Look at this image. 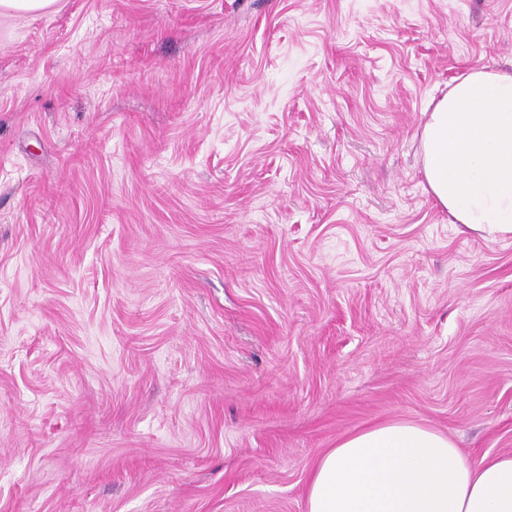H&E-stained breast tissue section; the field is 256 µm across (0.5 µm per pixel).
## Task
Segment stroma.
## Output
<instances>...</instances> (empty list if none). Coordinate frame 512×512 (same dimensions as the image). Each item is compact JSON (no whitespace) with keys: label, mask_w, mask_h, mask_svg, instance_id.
<instances>
[{"label":"stroma","mask_w":512,"mask_h":512,"mask_svg":"<svg viewBox=\"0 0 512 512\" xmlns=\"http://www.w3.org/2000/svg\"><path fill=\"white\" fill-rule=\"evenodd\" d=\"M512 0L0 17V512H307L404 419L512 450V240L419 171Z\"/></svg>","instance_id":"stroma-1"}]
</instances>
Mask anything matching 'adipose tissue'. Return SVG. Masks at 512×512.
Listing matches in <instances>:
<instances>
[{"label":"adipose tissue","mask_w":512,"mask_h":512,"mask_svg":"<svg viewBox=\"0 0 512 512\" xmlns=\"http://www.w3.org/2000/svg\"><path fill=\"white\" fill-rule=\"evenodd\" d=\"M419 138L427 190L457 230L512 239V73L456 78ZM306 502L307 512H512V452L471 462L427 426L370 425L320 457Z\"/></svg>","instance_id":"adipose-tissue-1"}]
</instances>
